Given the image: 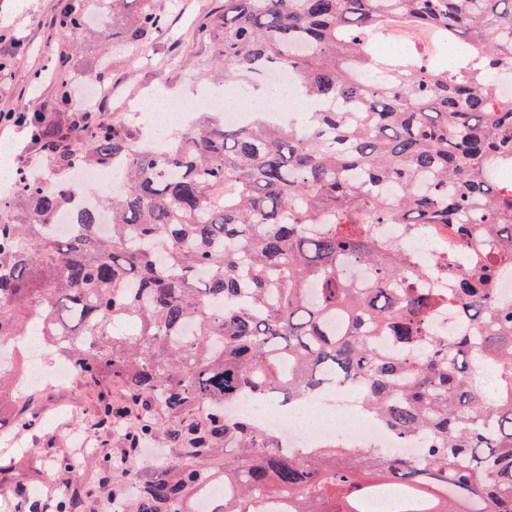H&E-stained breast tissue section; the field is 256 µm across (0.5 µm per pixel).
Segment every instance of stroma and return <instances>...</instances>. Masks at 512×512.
<instances>
[{"label":"stroma","mask_w":512,"mask_h":512,"mask_svg":"<svg viewBox=\"0 0 512 512\" xmlns=\"http://www.w3.org/2000/svg\"><path fill=\"white\" fill-rule=\"evenodd\" d=\"M58 0H0V56L15 58L6 81L0 82V111L19 106L36 110L52 104L62 77L58 56L72 47L81 79L91 78L101 61L109 63L112 97L104 112L112 118H127L131 106L157 92L192 97L205 86L200 73L201 46L196 27L201 14L216 8L220 0H152L155 8L172 11L167 35L146 43L143 49L113 45L112 22L99 20L100 35H65L51 24ZM90 389L80 381L59 386L51 382L28 389L24 402L37 424L23 433L22 446L0 442V458L16 463L14 477L6 479L10 493L0 496V512H15L28 498L58 499L57 485L66 480L76 486L98 480L95 457L81 468L59 473L55 460L74 456L73 437L81 432L79 414Z\"/></svg>","instance_id":"1"}]
</instances>
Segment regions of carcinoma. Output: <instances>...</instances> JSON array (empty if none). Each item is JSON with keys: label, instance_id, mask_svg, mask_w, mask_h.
Wrapping results in <instances>:
<instances>
[{"label": "carcinoma", "instance_id": "1", "mask_svg": "<svg viewBox=\"0 0 512 512\" xmlns=\"http://www.w3.org/2000/svg\"><path fill=\"white\" fill-rule=\"evenodd\" d=\"M137 3L123 44L163 38L167 17L149 0H59L54 25L91 33L92 13L115 21ZM400 22L471 53L456 66L377 55L373 37ZM197 35L209 52L201 73L220 88L247 96L261 73L295 72L320 104L307 131L205 115L149 144L137 124L71 114L69 76L58 107L30 124L53 181L21 171L0 202V341L53 347L61 336L96 387L85 424L122 441L119 457L99 458L112 512H192L221 475L211 512H254L258 497L287 512H369L391 488L393 512H512V304L498 302L497 268L483 259L512 245V184L498 178L512 165V100L493 90L512 72V0H224ZM108 164L122 188L91 207L68 175ZM66 213L68 235L47 230ZM375 224H445L476 251L465 271L445 259L442 296L377 248ZM348 264L369 267L365 286L344 282ZM444 304L471 335L432 334ZM481 360L501 366L498 386L471 381ZM329 379L357 386L397 435L424 438L423 457L335 442L284 454L224 411L246 393L298 403ZM148 442L179 449L175 461L149 477L119 466ZM96 492L62 495L58 512Z\"/></svg>", "mask_w": 512, "mask_h": 512}]
</instances>
